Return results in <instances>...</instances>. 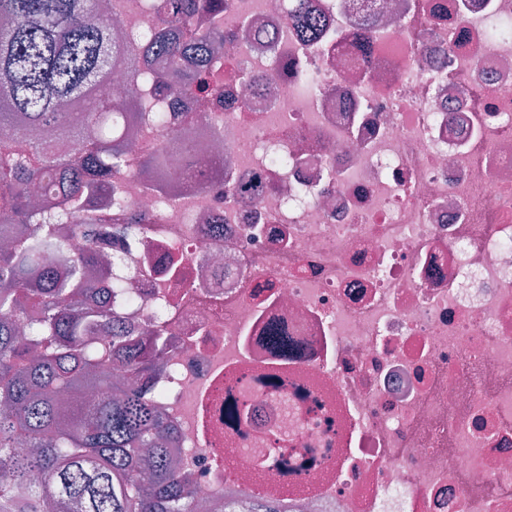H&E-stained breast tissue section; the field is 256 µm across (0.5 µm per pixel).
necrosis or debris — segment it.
I'll return each instance as SVG.
<instances>
[{
  "mask_svg": "<svg viewBox=\"0 0 512 512\" xmlns=\"http://www.w3.org/2000/svg\"><path fill=\"white\" fill-rule=\"evenodd\" d=\"M289 0H199L224 48L208 92L145 94L206 144L169 192L142 124L92 205L111 298L168 350L146 385L199 499L226 512H512V0H315L321 52ZM367 29L369 56L351 38ZM262 78L249 88L246 76ZM143 233L113 236L130 216ZM288 337L283 356L269 336ZM284 374L322 402L259 390L224 423V380ZM325 448L301 482L269 435Z\"/></svg>",
  "mask_w": 512,
  "mask_h": 512,
  "instance_id": "necrosis-or-debris-1",
  "label": "necrosis or debris"
}]
</instances>
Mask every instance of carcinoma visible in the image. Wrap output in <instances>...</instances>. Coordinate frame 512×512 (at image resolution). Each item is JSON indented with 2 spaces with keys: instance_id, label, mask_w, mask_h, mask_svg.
<instances>
[{
  "instance_id": "carcinoma-1",
  "label": "carcinoma",
  "mask_w": 512,
  "mask_h": 512,
  "mask_svg": "<svg viewBox=\"0 0 512 512\" xmlns=\"http://www.w3.org/2000/svg\"><path fill=\"white\" fill-rule=\"evenodd\" d=\"M193 2L152 0L153 32L139 46L113 35L110 2L0 0V471L10 475L0 512H198L155 400L112 378L149 379L164 330L146 346L115 329L112 304H87L101 263L88 201L112 189V167L148 116L143 91H205L218 66L224 34L195 28ZM289 2L297 31L321 43L309 0ZM189 53L201 67L184 68ZM153 58L164 69L141 70ZM116 72L130 99L120 112L108 93ZM74 138L87 141L79 157ZM182 149L162 141L141 171L160 187L173 181L167 156ZM60 224L84 247L68 250ZM230 414L246 423L248 400L234 398Z\"/></svg>"
}]
</instances>
